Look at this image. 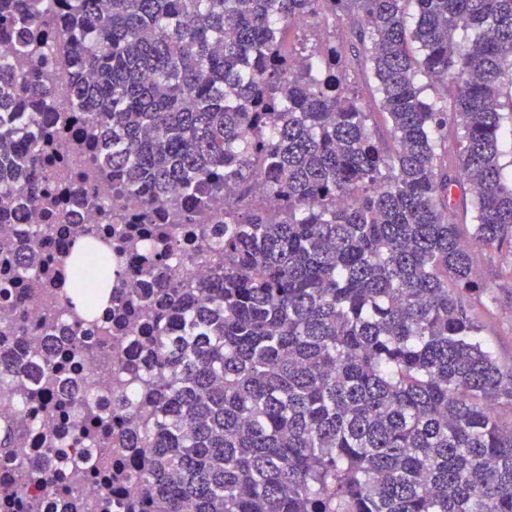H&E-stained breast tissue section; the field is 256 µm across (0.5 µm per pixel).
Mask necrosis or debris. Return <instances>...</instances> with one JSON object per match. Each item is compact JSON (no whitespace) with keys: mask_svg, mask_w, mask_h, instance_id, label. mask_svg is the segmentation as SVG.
Masks as SVG:
<instances>
[{"mask_svg":"<svg viewBox=\"0 0 512 512\" xmlns=\"http://www.w3.org/2000/svg\"><path fill=\"white\" fill-rule=\"evenodd\" d=\"M50 52L53 60L42 70L43 82L54 88V96L48 105V123L61 126L62 131L46 147L45 169L57 199L59 220L54 235L41 244L42 253L48 257L49 263L40 273L38 287L32 289L26 283H18L15 302H0V351L28 359L43 355L46 343L37 335H13L18 318L38 325L52 315L58 327L70 324L63 306L66 281L61 258L77 234L110 238L114 281L122 297L134 295L151 280L161 287L167 283L164 276L152 279L146 274L150 245L155 241L152 227L136 223L138 207L134 201L113 200L112 168L104 163L93 164L97 143L79 113L73 110L64 79L68 62L60 45H52ZM106 198L113 201L112 216L108 219L103 218L100 209L102 200ZM168 200L167 231L180 241L184 265L193 280L204 281L210 274V266L198 256L195 227L220 223L224 215L215 210H197L195 202L177 189L170 191ZM190 212L196 215L195 224L181 223L180 215ZM0 214L5 217L0 223L1 277L5 274V256L25 247L31 226L47 223L48 218L43 210L20 207L11 199L0 201ZM114 225L126 228L125 238L110 237L109 229ZM98 323L110 327L111 342L101 345L91 356L80 361L67 359L63 351H56L60 375L93 383L95 391L101 394L120 384L130 399H138V386L129 382L127 375L128 370L145 361L137 320L130 318L119 324L112 313L104 312L100 314ZM39 385V380L21 375L14 382L0 386V404L17 406L27 420L16 445L38 465L49 458L50 446L62 445L63 434L70 424L69 419L61 414L46 417L41 407L30 401V391ZM110 441L112 446L103 457V466L112 469L119 478V490L112 498V512H146L142 506L141 491L131 479L145 456L144 449L124 447L123 428L117 422L112 425ZM89 476L86 469L60 464L54 469L57 486L53 494H44L40 483L34 482L25 494L15 497L11 491L19 484L21 475L0 455V512H101L98 500L86 493Z\"/></svg>","mask_w":512,"mask_h":512,"instance_id":"1","label":"necrosis or debris"}]
</instances>
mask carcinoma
I'll list each match as a JSON object with an SVG mask.
<instances>
[{
  "mask_svg": "<svg viewBox=\"0 0 512 512\" xmlns=\"http://www.w3.org/2000/svg\"><path fill=\"white\" fill-rule=\"evenodd\" d=\"M0 0V195L39 204L50 135L17 145L9 114H40V82L62 15L73 43L64 74L104 143L117 191L146 223L174 187L224 222L201 239L211 276L188 285L176 247L153 252L167 288L139 304L161 323L143 336L159 370L138 403L74 400L68 463L121 421L148 451L135 484L151 512H512V367L490 349L471 299L490 289L473 248L512 255V0ZM417 20L408 27L407 4ZM334 17L350 43L295 65L288 31ZM419 45L422 59L410 43ZM368 69L387 136L374 135L347 70ZM443 85L428 102L417 77ZM457 130L448 139V127ZM260 181L274 200L252 197ZM475 214L464 234L459 204ZM6 259L35 281L36 246ZM67 334L90 350L112 294V252L87 238L68 252ZM38 390L55 414L60 377L44 356ZM25 427L4 408L0 449Z\"/></svg>",
  "mask_w": 512,
  "mask_h": 512,
  "instance_id": "1",
  "label": "carcinoma"
}]
</instances>
